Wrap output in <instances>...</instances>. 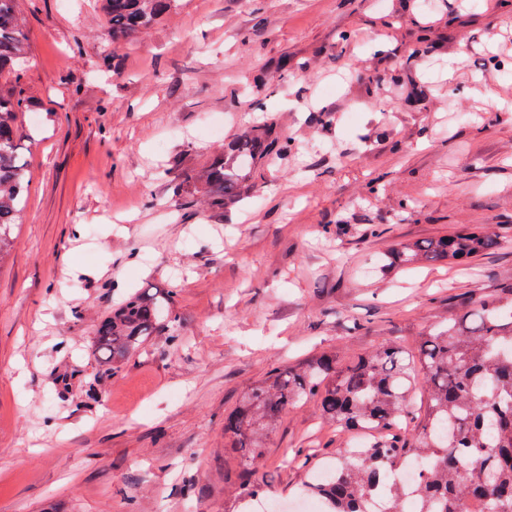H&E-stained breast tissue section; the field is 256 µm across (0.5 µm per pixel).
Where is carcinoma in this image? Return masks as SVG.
Listing matches in <instances>:
<instances>
[{
    "mask_svg": "<svg viewBox=\"0 0 512 512\" xmlns=\"http://www.w3.org/2000/svg\"><path fill=\"white\" fill-rule=\"evenodd\" d=\"M19 0H0V250L18 223L30 188L19 123L30 111L25 84L29 61ZM112 51L140 37L180 0H98ZM274 156L288 163L291 145L271 124L222 143L209 161L190 170L174 197L189 196L209 210L252 196L253 165ZM499 237L476 224L447 236L403 245L392 265L445 261L462 264L496 250ZM174 288L128 294L99 323L95 352L118 370L138 349L172 328ZM427 388L424 424L409 417L415 367ZM318 399L323 415L342 427L382 432L379 440L336 453L326 478L305 484L327 512H370L369 497L388 492V512H399L393 474L423 455L433 461L418 486V512H512V290L493 293L462 315L430 329L416 355L399 347L361 354L341 365L326 353L299 369L274 370L224 417V439L239 453L246 494L263 488L255 479L264 442L281 415L301 399Z\"/></svg>",
    "mask_w": 512,
    "mask_h": 512,
    "instance_id": "1",
    "label": "carcinoma"
}]
</instances>
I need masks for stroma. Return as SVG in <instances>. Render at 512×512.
<instances>
[{
	"mask_svg": "<svg viewBox=\"0 0 512 512\" xmlns=\"http://www.w3.org/2000/svg\"><path fill=\"white\" fill-rule=\"evenodd\" d=\"M20 7L31 191L0 252V512H236L224 416L270 371L415 349L512 286V70L474 80L489 56L512 60L499 0H182L117 52L96 0ZM424 29L429 55L407 61ZM376 40L388 58L358 53ZM286 66L303 101L279 80ZM256 75L266 115L251 106ZM325 103L327 124L312 110ZM266 120L295 154L257 167V196L222 215L170 205L187 169ZM472 224L492 225L500 248L464 267L382 263ZM146 288L177 289L179 340L153 337L110 369L98 323ZM353 440L300 402L257 477L296 499Z\"/></svg>",
	"mask_w": 512,
	"mask_h": 512,
	"instance_id": "35a3bbf8",
	"label": "stroma"
}]
</instances>
